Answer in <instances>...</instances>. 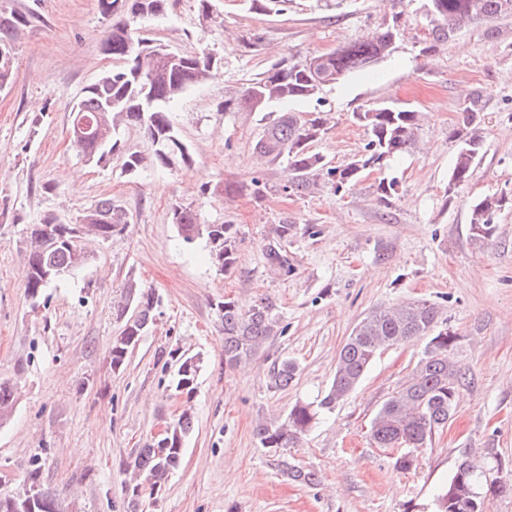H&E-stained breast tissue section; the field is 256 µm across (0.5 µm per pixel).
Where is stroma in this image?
<instances>
[{"instance_id": "1", "label": "stroma", "mask_w": 512, "mask_h": 512, "mask_svg": "<svg viewBox=\"0 0 512 512\" xmlns=\"http://www.w3.org/2000/svg\"><path fill=\"white\" fill-rule=\"evenodd\" d=\"M426 0H403L404 37L373 71L326 87L332 120L312 149L331 165L360 156L369 139L355 113L381 102L423 112L415 148L387 167L365 171L355 188L334 194L284 192L287 163L257 164L254 145L279 114L224 109L237 91L280 58L336 50L390 23V0H169L141 33L172 52L208 49L223 60L216 79L189 89L171 119L194 162L175 170L121 172L120 160L87 165L70 143V110L113 65L101 51L112 24L97 0H0V12L31 14L14 44V79L0 90V381L15 392L0 426V492L21 491L32 462L60 512H123L124 471L173 415L190 409L193 430L180 467L159 494L143 493L139 512H434V500L462 457L489 477L512 471V22L487 34L461 29L439 54L423 55ZM482 95V151L468 185L449 189L458 111ZM397 181L389 202L380 179ZM268 187L256 195L255 182ZM54 192H43L45 184ZM232 186L231 196L219 194ZM209 195H202V188ZM125 207L126 230L96 245L86 266L46 288L39 302L24 290L25 225L48 212L71 218L97 199ZM504 204L493 236L469 230L471 208ZM198 210L204 224L234 225L238 262L223 273L205 242L184 247L169 219L172 203ZM307 233L281 248L272 267L270 229L282 219ZM155 289V324L113 371L108 349L121 329L114 304L127 280ZM266 296L282 332L249 361L224 363V329L214 308L230 298L249 308ZM426 301L455 337L448 350L463 372L448 425L436 431L409 471L370 438L380 405L422 358L425 339L381 353L356 389L323 414L292 461L316 472L307 486L284 477L261 448L255 427L285 419L299 403L329 391L338 353L372 310ZM200 355L191 395L170 388V350ZM290 359L298 373L271 390L268 370Z\"/></svg>"}]
</instances>
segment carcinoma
I'll list each match as a JSON object with an SVG mask.
<instances>
[{
  "instance_id": "1",
  "label": "carcinoma",
  "mask_w": 512,
  "mask_h": 512,
  "mask_svg": "<svg viewBox=\"0 0 512 512\" xmlns=\"http://www.w3.org/2000/svg\"><path fill=\"white\" fill-rule=\"evenodd\" d=\"M114 19L102 39L101 49L118 61L101 71L81 93L72 113L71 144L90 163L106 167L112 159L122 157V170L135 175L143 169H173L176 164H189L193 156L181 139L169 113L192 87L215 78L223 67L222 59L205 50L190 53L166 52L156 56L157 45L140 36L131 20L157 19L167 14L169 0H108ZM427 19L431 39L423 52L436 51L437 44L447 41L457 31L478 24L496 29L491 24L512 17V0H428ZM399 16L393 24L345 46L326 53L328 59L313 68V58L298 61L281 60L252 80L236 99L224 100V111L235 104L244 112L266 107L286 108L298 102L323 103L325 87L347 76L375 68L390 58L397 49L400 35ZM30 23L25 13L0 14V89L14 76L13 44L19 32ZM484 110L482 96L472 97L460 109L453 137L458 150L449 179V188L467 185L473 177L482 139L477 126L479 112ZM366 127L369 140L365 153L344 166H330L325 158L310 150V144L324 131L329 120L326 112H313L304 118L298 112L284 111L262 132L254 146L257 157L274 163L288 162L293 173L283 190L293 194H311L327 190L333 194L346 192L360 180L364 171L381 169L395 157L407 152L416 140L421 113L410 108L377 105L354 114ZM106 124L104 143L82 145L77 141L79 129L97 120ZM135 126L151 142L152 153L123 149L117 134L120 129ZM502 200L485 198L472 208L470 231L474 240L483 241L495 232V212ZM86 211L97 216L92 224H83L81 233L70 238L58 215L47 213L37 224L27 225V296L36 303L43 290L63 276L82 269L89 260L87 241L106 240L120 234L129 224L125 208L110 198L96 201ZM170 222L177 228L183 243L206 241L212 262L229 272L238 260L237 231L232 224H202L198 211L189 205L175 203L170 208ZM301 231L298 224L283 219L273 225V239L286 243ZM160 299L152 288L134 281L127 283L124 298L118 305L117 319L121 331L112 338L109 358L112 369L124 367L127 354L149 330L156 319ZM224 324V364L234 366L251 359L278 334L279 319L267 297L259 298L251 309L243 311L226 299L215 303ZM437 307L426 301H413L397 307L376 309L365 316L342 346L329 392L320 402L294 406L288 418L280 423H261L255 434L264 448L276 456V465L287 478L305 485L316 482V474L288 462L285 450L294 447L323 412L332 411L357 386L381 352L416 337H429L424 355L412 376L394 395L378 408L371 426V437L379 448H402L395 464L410 470L416 462L414 452L431 441L436 430L448 425L453 415L457 385L462 379L459 368L448 363V347L455 337L438 328ZM175 369L171 386L180 394H190L200 371V359L177 350L170 351ZM297 364L284 359L270 369L269 387L284 390L291 385ZM15 405L10 383L0 382V420L11 415ZM193 428L189 410L166 423L164 437L151 438L129 465L135 480L125 484L127 507L135 512L144 487L159 492L180 466L186 437ZM35 498L26 492L0 497V512H57L55 496L40 480V467L28 472L25 479ZM488 489L483 467L469 458L462 459L450 480L438 493L435 512H471V500Z\"/></svg>"
}]
</instances>
